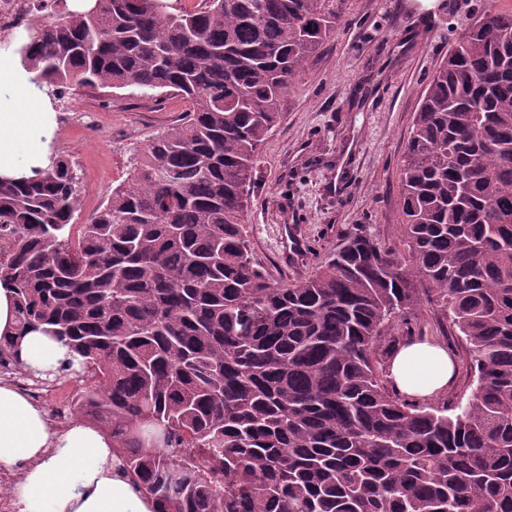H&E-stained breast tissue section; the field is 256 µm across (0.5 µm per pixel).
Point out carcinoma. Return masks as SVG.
Instances as JSON below:
<instances>
[{"label":"carcinoma","mask_w":512,"mask_h":512,"mask_svg":"<svg viewBox=\"0 0 512 512\" xmlns=\"http://www.w3.org/2000/svg\"><path fill=\"white\" fill-rule=\"evenodd\" d=\"M339 0H90L13 47L39 90L128 89L188 104L80 225L64 155L0 179V281L18 337L57 336L89 375L71 411L158 512H512V13L448 51L400 172L409 252L360 224L315 274L274 285L244 216L292 84ZM437 303L476 383L453 408L389 390L393 318Z\"/></svg>","instance_id":"cac0c4a2"}]
</instances>
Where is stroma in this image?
Masks as SVG:
<instances>
[{
    "instance_id": "obj_1",
    "label": "stroma",
    "mask_w": 512,
    "mask_h": 512,
    "mask_svg": "<svg viewBox=\"0 0 512 512\" xmlns=\"http://www.w3.org/2000/svg\"><path fill=\"white\" fill-rule=\"evenodd\" d=\"M491 8L512 12V0H343L340 24L292 85L256 165L247 230L273 283L314 274L356 224L407 251L399 181L415 112L449 49ZM56 107L53 147L78 168L86 216L183 104L89 90ZM411 322L412 337L443 342L457 360L435 405L467 397L473 373L464 339L434 303H421Z\"/></svg>"
}]
</instances>
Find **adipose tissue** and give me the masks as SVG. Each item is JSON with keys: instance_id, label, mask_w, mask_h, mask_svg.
Wrapping results in <instances>:
<instances>
[{"instance_id": "ef3b65f1", "label": "adipose tissue", "mask_w": 512, "mask_h": 512, "mask_svg": "<svg viewBox=\"0 0 512 512\" xmlns=\"http://www.w3.org/2000/svg\"><path fill=\"white\" fill-rule=\"evenodd\" d=\"M29 78L18 58L0 55V81L11 87L0 92V177L31 176L49 164L55 119L31 103ZM67 358V347L40 331L20 345L27 371H53ZM455 364L446 344L410 340L393 352L389 379L398 393L429 400L447 390ZM111 446L109 435L83 422L53 430L43 407L0 383V470L20 473L19 512H156L153 499L117 472Z\"/></svg>"}]
</instances>
